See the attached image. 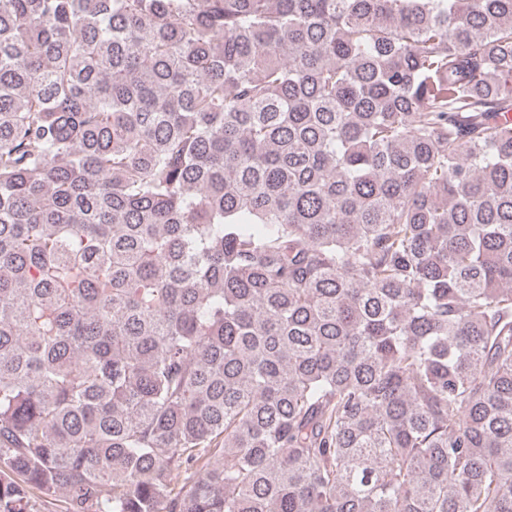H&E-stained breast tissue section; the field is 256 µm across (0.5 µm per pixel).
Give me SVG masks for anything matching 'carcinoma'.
<instances>
[{"mask_svg": "<svg viewBox=\"0 0 512 512\" xmlns=\"http://www.w3.org/2000/svg\"><path fill=\"white\" fill-rule=\"evenodd\" d=\"M510 113L512 0H0V512H512Z\"/></svg>", "mask_w": 512, "mask_h": 512, "instance_id": "cac0c4a2", "label": "carcinoma"}]
</instances>
